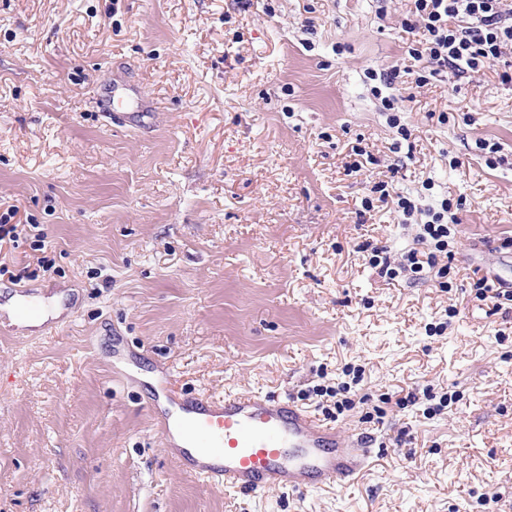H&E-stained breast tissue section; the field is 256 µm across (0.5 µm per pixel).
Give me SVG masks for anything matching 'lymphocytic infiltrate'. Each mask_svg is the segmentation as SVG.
<instances>
[{
	"label": "lymphocytic infiltrate",
	"instance_id": "f902f5d3",
	"mask_svg": "<svg viewBox=\"0 0 512 512\" xmlns=\"http://www.w3.org/2000/svg\"><path fill=\"white\" fill-rule=\"evenodd\" d=\"M404 28L414 37L409 54L422 67L381 72L383 87L405 78L420 85L444 72L462 76L496 64L502 67V81L512 83V0H413ZM449 234L447 206L428 208L419 238L432 249L407 250L400 270L415 280L434 267L440 275L449 274V267L437 265Z\"/></svg>",
	"mask_w": 512,
	"mask_h": 512
}]
</instances>
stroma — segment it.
<instances>
[{
    "label": "stroma",
    "mask_w": 512,
    "mask_h": 512,
    "mask_svg": "<svg viewBox=\"0 0 512 512\" xmlns=\"http://www.w3.org/2000/svg\"><path fill=\"white\" fill-rule=\"evenodd\" d=\"M378 6L0 0V213L50 261L1 246L0 304L62 298L0 330V512H512V307L472 291L512 288V84L494 66L399 86L400 135L369 73L411 65L412 3ZM114 77L142 125L99 111ZM445 198L449 288L380 276L371 248L399 262ZM165 377L292 401L373 454L337 488L207 487L148 410Z\"/></svg>",
    "instance_id": "35a3bbf8"
}]
</instances>
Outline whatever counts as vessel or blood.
<instances>
[{
	"mask_svg": "<svg viewBox=\"0 0 512 512\" xmlns=\"http://www.w3.org/2000/svg\"><path fill=\"white\" fill-rule=\"evenodd\" d=\"M100 103L140 122L150 107L136 87L110 81ZM171 458L206 486L259 494L334 487L360 473L364 448L294 404L257 394L167 398L150 406Z\"/></svg>",
	"mask_w": 512,
	"mask_h": 512,
	"instance_id": "obj_1",
	"label": "vessel or blood"
}]
</instances>
